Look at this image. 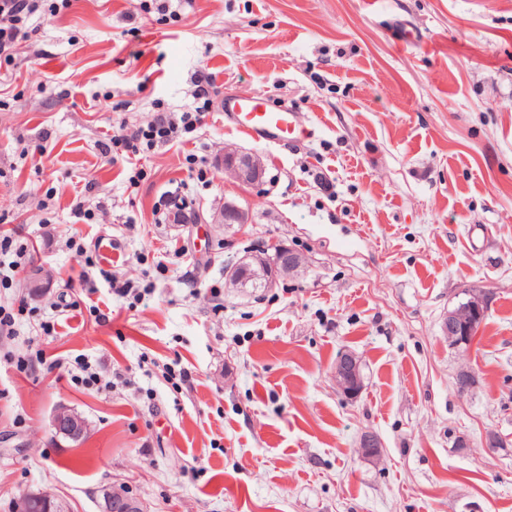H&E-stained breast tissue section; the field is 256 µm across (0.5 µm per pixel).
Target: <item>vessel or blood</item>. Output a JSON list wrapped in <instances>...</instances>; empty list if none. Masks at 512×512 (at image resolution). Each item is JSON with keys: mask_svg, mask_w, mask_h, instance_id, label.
<instances>
[{"mask_svg": "<svg viewBox=\"0 0 512 512\" xmlns=\"http://www.w3.org/2000/svg\"><path fill=\"white\" fill-rule=\"evenodd\" d=\"M222 110L238 131L257 141L292 144L312 134L302 113L273 107L262 96L224 99Z\"/></svg>", "mask_w": 512, "mask_h": 512, "instance_id": "vessel-or-blood-1", "label": "vessel or blood"}]
</instances>
